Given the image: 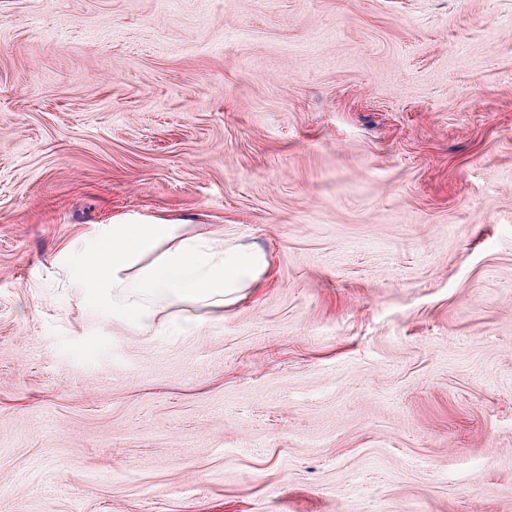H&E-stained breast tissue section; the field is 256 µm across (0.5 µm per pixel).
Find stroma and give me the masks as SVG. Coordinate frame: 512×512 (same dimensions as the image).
<instances>
[{"mask_svg":"<svg viewBox=\"0 0 512 512\" xmlns=\"http://www.w3.org/2000/svg\"><path fill=\"white\" fill-rule=\"evenodd\" d=\"M135 216L269 273L100 325ZM0 512H512V0H0Z\"/></svg>","mask_w":512,"mask_h":512,"instance_id":"obj_1","label":"stroma"}]
</instances>
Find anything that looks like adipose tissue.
Segmentation results:
<instances>
[{
	"instance_id": "1",
	"label": "adipose tissue",
	"mask_w": 512,
	"mask_h": 512,
	"mask_svg": "<svg viewBox=\"0 0 512 512\" xmlns=\"http://www.w3.org/2000/svg\"><path fill=\"white\" fill-rule=\"evenodd\" d=\"M68 264L102 322L137 332L154 329L156 314L174 306L233 303L268 268L265 253L225 241L223 231L202 240L141 218L102 225L92 247L74 252Z\"/></svg>"
}]
</instances>
